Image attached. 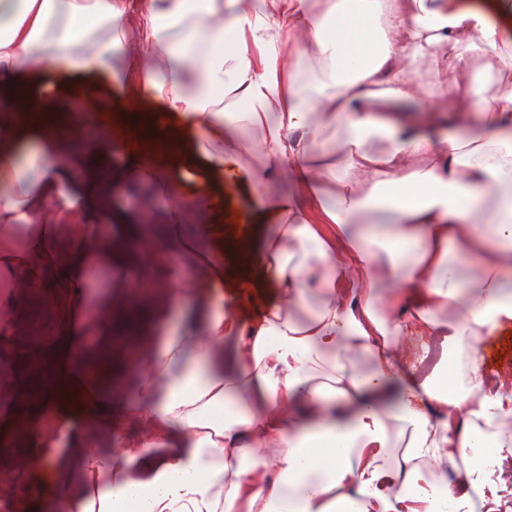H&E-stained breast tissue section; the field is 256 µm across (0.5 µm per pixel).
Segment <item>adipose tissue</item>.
I'll list each match as a JSON object with an SVG mask.
<instances>
[{"label": "adipose tissue", "instance_id": "adipose-tissue-1", "mask_svg": "<svg viewBox=\"0 0 512 512\" xmlns=\"http://www.w3.org/2000/svg\"><path fill=\"white\" fill-rule=\"evenodd\" d=\"M188 2L146 0L130 55L127 0H0V324L64 272L51 306L67 322L17 462L43 489L38 512H499L484 487L512 462V381L486 374L479 340L512 326V0ZM269 29L319 63L308 88ZM45 63L59 93L30 97L21 119L15 90ZM92 75L108 87L90 110ZM482 81L498 94L465 107ZM130 88L187 141L180 178L114 123L113 92ZM230 96L248 110L224 111ZM378 97L455 113L469 133L435 139L375 112ZM61 100L66 129L94 124L109 143L63 147L40 120ZM203 164L260 205L273 293L248 322L199 247L207 225L157 244L112 212L146 173L167 217L222 212L190 188ZM277 173L292 190L267 196ZM384 195L391 220L366 221ZM159 251L176 261L144 308L161 334L113 367L111 331L82 342L113 305L80 292ZM91 426L122 436L119 451L98 453Z\"/></svg>", "mask_w": 512, "mask_h": 512}]
</instances>
